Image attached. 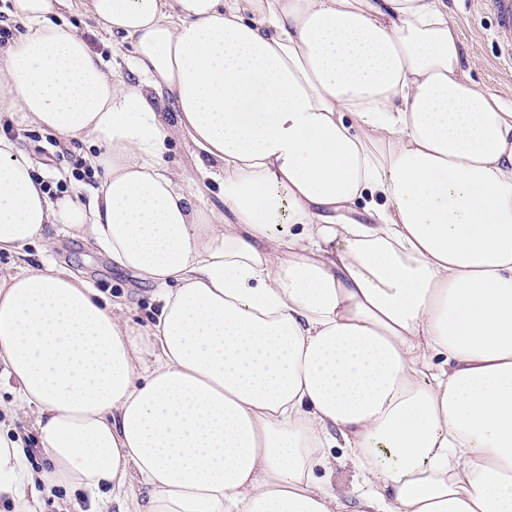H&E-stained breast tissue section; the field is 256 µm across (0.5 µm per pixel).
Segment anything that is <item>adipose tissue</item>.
Here are the masks:
<instances>
[{
    "mask_svg": "<svg viewBox=\"0 0 512 512\" xmlns=\"http://www.w3.org/2000/svg\"><path fill=\"white\" fill-rule=\"evenodd\" d=\"M64 5L11 0L0 252L91 239L158 307L133 327L49 262L0 280V377L45 459L0 432V500L345 512L319 476L340 448L357 512H512V109L446 0H81L136 86ZM18 117L89 142V205L18 157ZM176 133L195 181L163 165ZM72 2L75 6H73L72 9H62L57 20L74 27L85 39L86 43L94 53L103 55V57L109 62L110 66H112V63L113 65H119L120 67L118 68V71H120L122 77L131 83L136 84L138 78L134 72L127 68L122 55V53L128 54L129 47L127 45L122 47L121 53L119 55H114L112 61V36L100 29L91 18L82 13L78 7L79 1ZM41 499L43 501V511L45 512H59L63 511L59 507L62 506V502L70 500L72 504H78L82 510L86 509V502L83 501L81 493L72 492L71 490H63L59 489L54 491L53 493L47 495L45 493L41 494Z\"/></svg>",
    "mask_w": 512,
    "mask_h": 512,
    "instance_id": "adipose-tissue-1",
    "label": "adipose tissue"
}]
</instances>
